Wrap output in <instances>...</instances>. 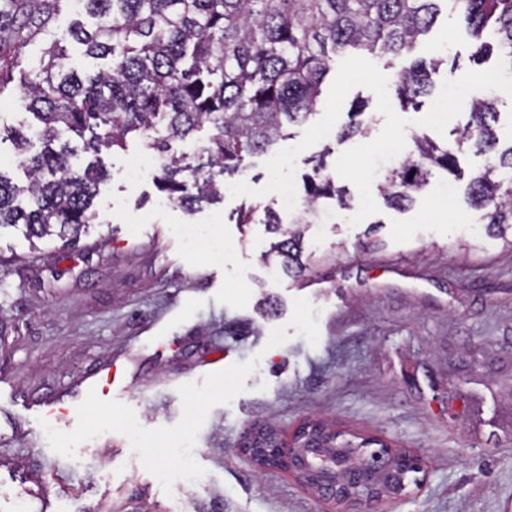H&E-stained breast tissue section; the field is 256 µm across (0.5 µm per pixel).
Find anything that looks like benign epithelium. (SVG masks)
<instances>
[{
  "mask_svg": "<svg viewBox=\"0 0 512 512\" xmlns=\"http://www.w3.org/2000/svg\"><path fill=\"white\" fill-rule=\"evenodd\" d=\"M250 434L241 451L260 469H275L296 478L306 489L338 506L372 504L400 498L407 493L412 476L425 471V460L412 450L387 444L369 449L318 448L313 426L300 427L291 440L277 439L273 447H258Z\"/></svg>",
  "mask_w": 512,
  "mask_h": 512,
  "instance_id": "benign-epithelium-1",
  "label": "benign epithelium"
}]
</instances>
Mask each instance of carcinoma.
<instances>
[{
  "mask_svg": "<svg viewBox=\"0 0 512 512\" xmlns=\"http://www.w3.org/2000/svg\"><path fill=\"white\" fill-rule=\"evenodd\" d=\"M0 0V95L18 88L17 105L38 122L42 149L29 153L23 127L0 125L26 188L0 171V228L22 227L29 239L70 240L97 218L94 199L105 172L98 155L123 149L128 137L153 153L159 188L188 212L224 197V178L240 173L246 158L288 138L285 125L316 114L322 85L336 54L355 51L384 58L410 52L449 8L473 40L472 59L494 55L512 71V0H79L92 27L76 21L68 36L108 66L83 77L64 69L68 53L52 38L62 2ZM40 47L36 70L22 56ZM446 59L416 60L398 76L394 92L401 107H413L431 92V75ZM494 98L470 103L469 121L451 146L414 136L416 157L390 171L379 192L395 208L411 206L439 169L457 172V154L469 150L485 166L467 189L470 206L487 219L488 234L512 247V144L504 148L497 130ZM164 127L180 140L211 130L206 161L167 154L166 140L152 135ZM82 141L71 146L70 135ZM315 160L307 175L304 212L328 198L348 207L345 187ZM28 208L16 203L21 192ZM282 240L261 254L277 259L288 273L304 266V220L282 227L266 214Z\"/></svg>",
  "mask_w": 512,
  "mask_h": 512,
  "instance_id": "carcinoma-1",
  "label": "carcinoma"
}]
</instances>
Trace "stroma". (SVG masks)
I'll return each instance as SVG.
<instances>
[{
	"mask_svg": "<svg viewBox=\"0 0 512 512\" xmlns=\"http://www.w3.org/2000/svg\"><path fill=\"white\" fill-rule=\"evenodd\" d=\"M471 52L444 12L412 54L376 64L393 81L412 59L442 53L439 85L470 70ZM347 122L340 114L335 132L299 154L297 175L319 154L332 165L361 144L338 137ZM133 157L144 170L132 182ZM101 159L98 220L77 246L0 230V512L22 499L29 512H336L239 451L253 425L287 436L307 420L424 456L420 484L374 512H512V247L487 236L464 201L484 157L460 153L457 175L433 172L413 208L384 206L356 226L354 185L347 209L321 200L322 221L304 235L313 261L296 277L270 275L260 260L279 240L266 212L291 220L277 195L228 197L189 215L158 191L139 140ZM251 205L252 222L239 223ZM265 297L275 305L267 316ZM297 297L321 310L317 346L288 324ZM280 326L287 341L268 347ZM254 356L244 392L213 407L198 433L205 476L176 481L169 495L126 436L102 434L69 459L38 423L73 430L86 377L113 370V399L143 427L171 426L178 386Z\"/></svg>",
	"mask_w": 512,
	"mask_h": 512,
	"instance_id": "stroma-1",
	"label": "stroma"
}]
</instances>
